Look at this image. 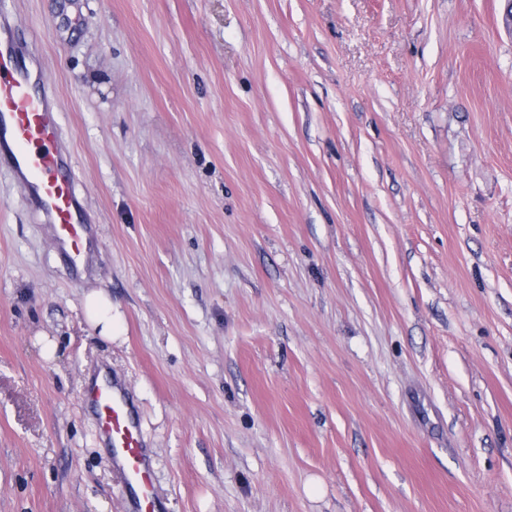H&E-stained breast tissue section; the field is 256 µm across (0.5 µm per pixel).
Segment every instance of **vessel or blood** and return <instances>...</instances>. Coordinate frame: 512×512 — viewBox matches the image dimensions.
<instances>
[{"label": "vessel or blood", "mask_w": 512, "mask_h": 512, "mask_svg": "<svg viewBox=\"0 0 512 512\" xmlns=\"http://www.w3.org/2000/svg\"><path fill=\"white\" fill-rule=\"evenodd\" d=\"M48 84L28 65L17 38L0 36V164L52 225L57 246L77 264L94 234L74 189L73 160L58 136L56 101ZM82 399L94 409L112 463L124 477L130 512H159L150 457L126 387L96 381Z\"/></svg>", "instance_id": "obj_1"}]
</instances>
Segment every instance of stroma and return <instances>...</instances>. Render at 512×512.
Here are the masks:
<instances>
[{
  "label": "stroma",
  "mask_w": 512,
  "mask_h": 512,
  "mask_svg": "<svg viewBox=\"0 0 512 512\" xmlns=\"http://www.w3.org/2000/svg\"><path fill=\"white\" fill-rule=\"evenodd\" d=\"M504 8L0 0L97 237L0 171V512H127L102 368L163 512H512ZM84 309L100 336L112 340L122 331V321L112 316V300L103 293H91L85 297ZM82 399L94 409L112 463L124 476L130 512H158L161 504L152 488L151 461L127 388L115 381H95Z\"/></svg>",
  "instance_id": "35a3bbf8"
}]
</instances>
